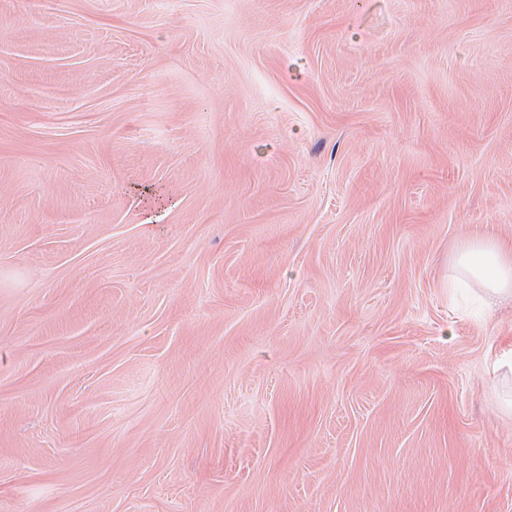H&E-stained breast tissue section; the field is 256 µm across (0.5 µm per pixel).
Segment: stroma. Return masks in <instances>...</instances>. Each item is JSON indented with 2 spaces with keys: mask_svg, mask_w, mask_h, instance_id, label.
<instances>
[{
  "mask_svg": "<svg viewBox=\"0 0 512 512\" xmlns=\"http://www.w3.org/2000/svg\"><path fill=\"white\" fill-rule=\"evenodd\" d=\"M483 232L512 0H0V512H512ZM448 292L472 289L486 308L512 301V245L491 234H474L460 240L449 261Z\"/></svg>",
  "mask_w": 512,
  "mask_h": 512,
  "instance_id": "obj_1",
  "label": "stroma"
}]
</instances>
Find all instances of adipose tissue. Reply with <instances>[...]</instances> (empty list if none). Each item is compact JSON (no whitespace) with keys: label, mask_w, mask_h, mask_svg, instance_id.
Masks as SVG:
<instances>
[{"label":"adipose tissue","mask_w":512,"mask_h":512,"mask_svg":"<svg viewBox=\"0 0 512 512\" xmlns=\"http://www.w3.org/2000/svg\"><path fill=\"white\" fill-rule=\"evenodd\" d=\"M449 288H473L485 305L512 301V245L491 234L460 240L449 261Z\"/></svg>","instance_id":"1"}]
</instances>
